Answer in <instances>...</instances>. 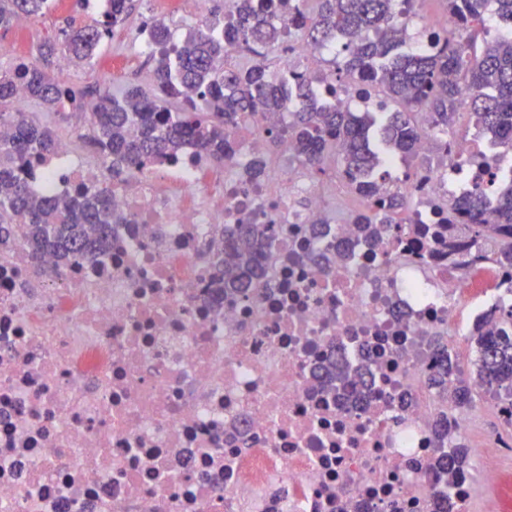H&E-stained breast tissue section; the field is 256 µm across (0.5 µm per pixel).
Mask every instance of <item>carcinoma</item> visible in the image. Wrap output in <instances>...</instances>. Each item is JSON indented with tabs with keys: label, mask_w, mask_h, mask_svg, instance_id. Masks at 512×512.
<instances>
[{
	"label": "carcinoma",
	"mask_w": 512,
	"mask_h": 512,
	"mask_svg": "<svg viewBox=\"0 0 512 512\" xmlns=\"http://www.w3.org/2000/svg\"><path fill=\"white\" fill-rule=\"evenodd\" d=\"M445 2L466 36L435 33L430 53L395 52L399 27L392 0H229L217 28H192L177 41L169 24L156 19L150 25L158 51L149 53L155 93L135 89L122 101L109 94L89 99L54 74L52 66L58 55L74 65L94 59L112 26L124 23L133 9L134 0H109L104 20L64 29L61 39L41 46L38 60L19 57L10 70L0 72V122L13 128L9 137L0 138V242L19 237L32 256L50 251L66 264L96 256L109 242L112 225L121 221L106 190L79 187L72 197L55 198L20 176L24 163L51 155L59 137L13 108L19 90L50 111L84 119L86 137L113 185L150 165L176 160L187 143L214 163L229 162L235 142L226 130L249 121L262 134L265 151L239 170L243 182L254 184L268 175L270 153L290 138L296 160L310 174L324 172L323 163L332 157L349 190L366 200L346 223L360 225L375 239L397 232L398 216L411 205L392 191L387 174H377L381 153L416 159L422 136L428 131L438 140L448 136L463 110L504 157L512 156V35L483 38L486 0ZM50 5L51 0H0V28L13 26L20 16H40ZM281 13L291 15L294 31L314 49L337 41L341 61L325 75L306 72L292 79L255 64L224 63L239 49L256 54L284 46L294 31L275 26ZM365 83L385 98L377 114L318 96L320 88L334 96L339 90L354 93ZM465 87L470 90L466 97ZM441 224L436 237L448 239L450 268L462 264L461 236L496 241L492 261L512 267V180L499 186L492 204L480 188L448 202ZM224 239V256L216 261L221 278L214 287L245 292L265 277L263 260L275 235L269 224H227ZM468 341L477 354L471 373L448 359V340L432 341L437 366L428 385L454 410L475 405L479 390L512 391V309L475 325ZM315 378L354 397L352 379L338 361L322 367ZM444 458L448 469L471 464L463 446Z\"/></svg>",
	"instance_id": "cac0c4a2"
}]
</instances>
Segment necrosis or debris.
<instances>
[{
	"label": "necrosis or debris",
	"mask_w": 512,
	"mask_h": 512,
	"mask_svg": "<svg viewBox=\"0 0 512 512\" xmlns=\"http://www.w3.org/2000/svg\"><path fill=\"white\" fill-rule=\"evenodd\" d=\"M233 161L185 146L175 163L112 189L123 223L94 260L61 265L0 245V512H471L476 483L512 512V447L480 434V410L445 411L426 385L430 339L456 347L486 313L512 306V268L468 243L452 270L421 227L474 186L494 195L512 164L479 136L432 134L400 236L374 245L327 222L328 183L270 161L253 125L230 128ZM42 191L106 186L70 142L40 164ZM265 213L277 243L247 295L215 298L211 256L225 225ZM335 263L299 260L335 251ZM367 365L356 409L318 385L331 358ZM448 413L481 469L441 470L434 424Z\"/></svg>",
	"instance_id": "necrosis-or-debris-1"
}]
</instances>
